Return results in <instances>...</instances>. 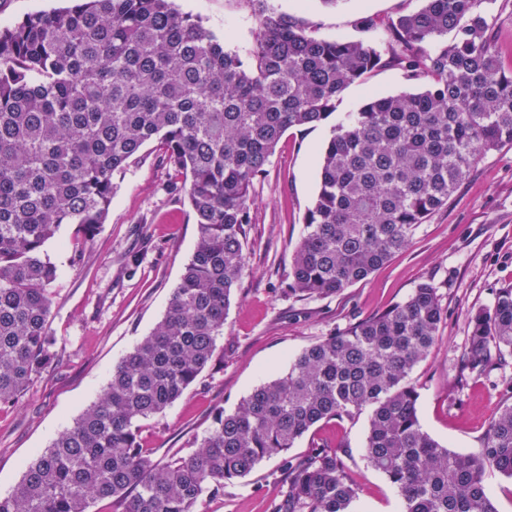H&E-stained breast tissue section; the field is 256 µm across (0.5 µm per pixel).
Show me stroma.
I'll return each mask as SVG.
<instances>
[{
  "instance_id": "obj_1",
  "label": "stroma",
  "mask_w": 512,
  "mask_h": 512,
  "mask_svg": "<svg viewBox=\"0 0 512 512\" xmlns=\"http://www.w3.org/2000/svg\"><path fill=\"white\" fill-rule=\"evenodd\" d=\"M183 12L241 49L256 32L249 0H175ZM266 9L292 15L311 35L379 39L362 31L417 10L420 0H264ZM400 67L384 65L348 87L339 112L315 126L288 130L252 193L248 264L231 300L216 360L164 413L141 422L139 439L152 461L192 452L217 411L233 412L254 388L288 370L296 354L331 332L403 302L420 283L437 288L446 316L440 339L411 375L417 416L432 438L461 454L478 453L489 425L512 399V365L458 380L468 317L512 287V147L487 153L461 181L447 206L415 230L408 247L336 297L285 298L282 289L305 214L318 191L319 154L333 124L372 96L408 89ZM173 175L151 141L117 178L108 219L92 238L62 225L47 245L58 276L49 288L52 366L19 401L0 407V494L9 493L24 466L95 402L113 368L164 316L173 289L194 251L198 228L183 197L167 186ZM81 262H74L75 254ZM367 418L315 426L289 451L305 457L312 445L336 451L359 489L360 512H400L395 488L363 457ZM284 478L280 457L263 460L223 495L202 500L198 512H273Z\"/></svg>"
}]
</instances>
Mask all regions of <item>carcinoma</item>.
Here are the masks:
<instances>
[{"label": "carcinoma", "instance_id": "cac0c4a2", "mask_svg": "<svg viewBox=\"0 0 512 512\" xmlns=\"http://www.w3.org/2000/svg\"><path fill=\"white\" fill-rule=\"evenodd\" d=\"M0 26V406L52 364L43 257L64 224L90 238L106 223L129 161L150 141L188 198L198 241L167 311L114 368L97 401L38 453L0 512H198L206 497L282 457L273 512H357L358 489L336 452H288L322 421L370 410L363 457L396 487L401 512H497L488 468L512 479V403L483 448L463 455L421 427L411 382L439 336L437 288L310 344L288 372L219 411L200 446L164 463L141 448L139 422L163 413L215 358L247 263L255 182L291 128L328 120L344 91L391 52L418 92L372 97L334 125L283 294L334 297L365 279L448 205L466 172L512 146V69L493 45V0H422L380 24L375 44L316 38L288 14L258 8L242 53L174 0H71ZM438 52L426 46L448 33ZM459 378L512 356V287L469 319Z\"/></svg>", "mask_w": 512, "mask_h": 512}]
</instances>
